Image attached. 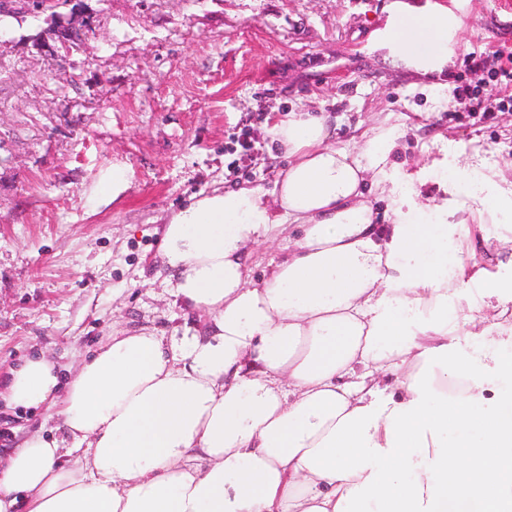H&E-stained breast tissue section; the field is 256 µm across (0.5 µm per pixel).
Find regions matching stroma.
<instances>
[{
    "mask_svg": "<svg viewBox=\"0 0 512 512\" xmlns=\"http://www.w3.org/2000/svg\"><path fill=\"white\" fill-rule=\"evenodd\" d=\"M397 2L84 0L93 30L68 56L50 49L48 22L12 21L0 42V379L41 349L73 369L114 331L169 337L200 321L164 289L162 226L200 193L272 190L288 164L266 133L278 115L329 113L344 146L392 113L409 128L395 160L435 199L444 162L512 160V110L452 118L455 75L481 79L465 56L512 51L500 0H462L455 52L430 78L440 103L379 45ZM57 424L0 401L1 446Z\"/></svg>",
    "mask_w": 512,
    "mask_h": 512,
    "instance_id": "obj_1",
    "label": "stroma"
}]
</instances>
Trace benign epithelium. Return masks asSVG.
Listing matches in <instances>:
<instances>
[{
    "label": "benign epithelium",
    "mask_w": 512,
    "mask_h": 512,
    "mask_svg": "<svg viewBox=\"0 0 512 512\" xmlns=\"http://www.w3.org/2000/svg\"><path fill=\"white\" fill-rule=\"evenodd\" d=\"M63 3L71 6L67 15L56 12ZM82 8V0H0L1 17L51 13V18L55 20L52 32L54 45L66 54L72 51L75 34L90 29V19L83 13Z\"/></svg>",
    "instance_id": "7a95c632"
}]
</instances>
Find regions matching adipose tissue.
<instances>
[{
  "label": "adipose tissue",
  "instance_id": "adipose-tissue-1",
  "mask_svg": "<svg viewBox=\"0 0 512 512\" xmlns=\"http://www.w3.org/2000/svg\"><path fill=\"white\" fill-rule=\"evenodd\" d=\"M398 11L385 46L443 72L452 9ZM267 133L288 159L272 192L215 190L163 226L170 292L200 324L116 331L67 382L45 354L11 370V403L58 407L65 435L0 457V512H512V280L467 263L469 219L512 215V161L473 152L440 177L471 173L468 194L436 201L397 174L389 119L351 147L308 112ZM465 325L481 344L463 356ZM475 425L479 444L449 443ZM278 251L267 245L257 248L253 254L250 264V276L259 278L264 272L270 269L272 260L278 258Z\"/></svg>",
  "mask_w": 512,
  "mask_h": 512
}]
</instances>
